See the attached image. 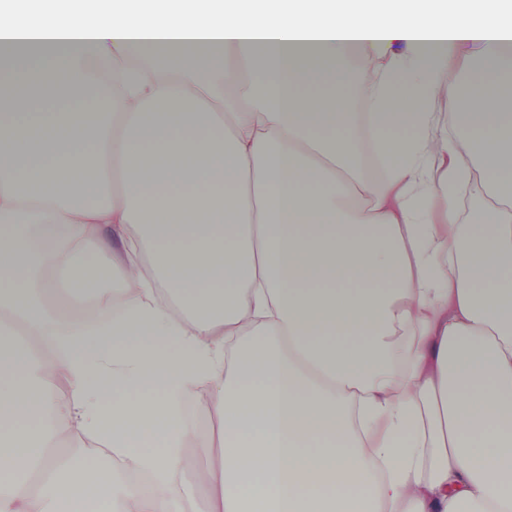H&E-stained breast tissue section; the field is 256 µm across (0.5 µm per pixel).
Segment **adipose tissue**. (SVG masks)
<instances>
[{"label":"adipose tissue","mask_w":512,"mask_h":512,"mask_svg":"<svg viewBox=\"0 0 512 512\" xmlns=\"http://www.w3.org/2000/svg\"><path fill=\"white\" fill-rule=\"evenodd\" d=\"M0 512H512V0H0ZM208 399L209 392L207 390H203L199 395L198 402L195 403L193 400H190L192 403L187 405V409L189 411V417L194 418L198 424H205L212 432L215 433V435H217L219 431V422L217 418L211 415L203 406L204 402ZM190 405L193 406V409L190 408ZM65 445H80L83 446L87 451L89 457L94 458L100 468L102 469H113V457L110 452H98V448L94 447V442L89 438L81 435V436H72L65 442Z\"/></svg>","instance_id":"obj_1"}]
</instances>
